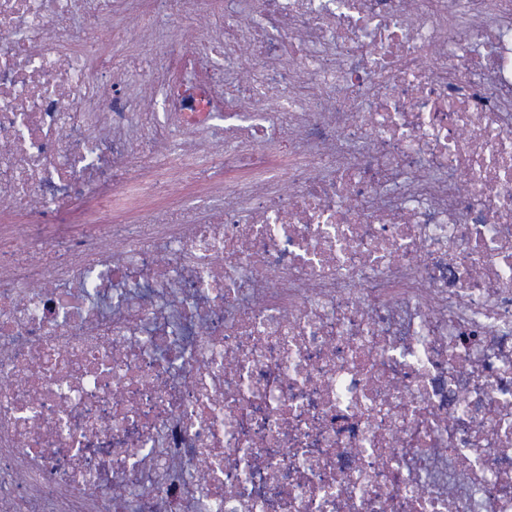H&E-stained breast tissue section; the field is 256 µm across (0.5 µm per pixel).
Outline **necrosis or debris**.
Segmentation results:
<instances>
[{
	"mask_svg": "<svg viewBox=\"0 0 512 512\" xmlns=\"http://www.w3.org/2000/svg\"><path fill=\"white\" fill-rule=\"evenodd\" d=\"M0 512H512V0H0Z\"/></svg>",
	"mask_w": 512,
	"mask_h": 512,
	"instance_id": "1",
	"label": "necrosis or debris"
}]
</instances>
